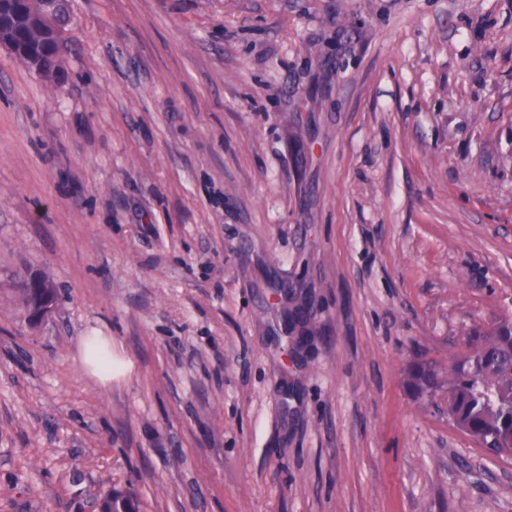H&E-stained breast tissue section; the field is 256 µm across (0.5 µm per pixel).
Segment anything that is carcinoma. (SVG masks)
Instances as JSON below:
<instances>
[{"label":"carcinoma","instance_id":"obj_1","mask_svg":"<svg viewBox=\"0 0 512 512\" xmlns=\"http://www.w3.org/2000/svg\"><path fill=\"white\" fill-rule=\"evenodd\" d=\"M407 385L416 393L448 390V420L498 454L512 455V320L467 334L466 350L448 360L416 365Z\"/></svg>","mask_w":512,"mask_h":512}]
</instances>
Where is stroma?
<instances>
[{
  "mask_svg": "<svg viewBox=\"0 0 512 512\" xmlns=\"http://www.w3.org/2000/svg\"><path fill=\"white\" fill-rule=\"evenodd\" d=\"M71 9L0 45V512H512L406 385L512 318V0ZM26 303V318L33 324L41 323L54 310L55 288L43 277L30 274L20 283ZM83 361L101 380L112 379V354L102 357L92 347H88Z\"/></svg>",
  "mask_w": 512,
  "mask_h": 512,
  "instance_id": "35a3bbf8",
  "label": "stroma"
}]
</instances>
